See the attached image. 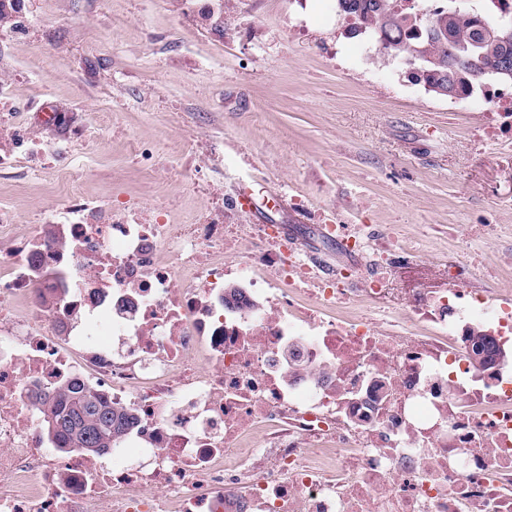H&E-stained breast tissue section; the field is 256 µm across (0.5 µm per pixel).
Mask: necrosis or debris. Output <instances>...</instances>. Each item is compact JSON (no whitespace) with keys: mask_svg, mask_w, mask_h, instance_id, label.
<instances>
[{"mask_svg":"<svg viewBox=\"0 0 512 512\" xmlns=\"http://www.w3.org/2000/svg\"><path fill=\"white\" fill-rule=\"evenodd\" d=\"M19 79L0 71L3 176L86 133L47 108L31 133ZM480 131L512 135V91ZM14 220L1 206L0 512H512V300L494 283L388 287V232L348 238L380 257L365 287L322 281L277 225L241 240L216 201L165 224L73 193L26 235ZM228 276L249 306L225 303ZM363 300L381 319L333 318ZM476 326L502 351L481 367ZM72 380L139 420L107 462L44 431L42 396Z\"/></svg>","mask_w":512,"mask_h":512,"instance_id":"necrosis-or-debris-1","label":"necrosis or debris"}]
</instances>
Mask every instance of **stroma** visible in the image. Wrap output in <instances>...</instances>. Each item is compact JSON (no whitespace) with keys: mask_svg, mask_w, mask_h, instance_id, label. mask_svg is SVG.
<instances>
[{"mask_svg":"<svg viewBox=\"0 0 512 512\" xmlns=\"http://www.w3.org/2000/svg\"><path fill=\"white\" fill-rule=\"evenodd\" d=\"M26 34L0 41L23 111L82 116L69 162L0 177L20 224L72 193L113 208L201 216L241 184L325 269L370 267L323 219L393 230V288L512 295V136L475 142L485 95L448 103L354 36L336 0H25ZM223 32L211 27L212 18ZM54 53L35 64L37 50Z\"/></svg>","mask_w":512,"mask_h":512,"instance_id":"35a3bbf8","label":"stroma"}]
</instances>
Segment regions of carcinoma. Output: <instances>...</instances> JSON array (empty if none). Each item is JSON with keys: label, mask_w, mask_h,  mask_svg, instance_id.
<instances>
[{"label": "carcinoma", "mask_w": 512, "mask_h": 512, "mask_svg": "<svg viewBox=\"0 0 512 512\" xmlns=\"http://www.w3.org/2000/svg\"><path fill=\"white\" fill-rule=\"evenodd\" d=\"M340 13L351 21V33L369 36L387 55L412 67V78L432 92L448 90L447 97L468 96L489 76L512 82V38L490 35L482 24L503 23L512 28V11L490 18L456 11L455 0L433 10L416 8L405 0H336ZM473 358L482 363L492 354L487 336L472 334ZM43 424L56 450L91 448L101 455L138 426L129 410L112 403L91 388L74 382L48 395Z\"/></svg>", "instance_id": "1"}]
</instances>
